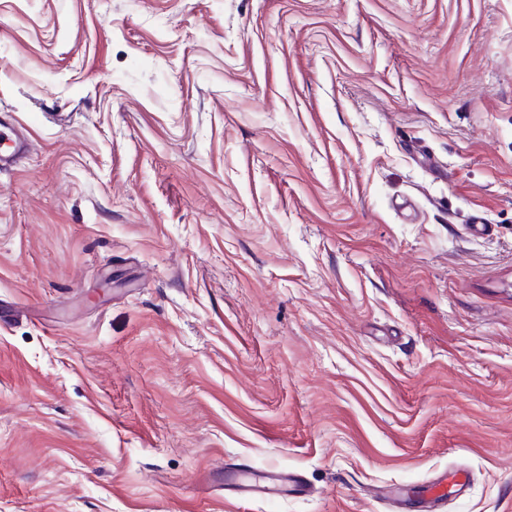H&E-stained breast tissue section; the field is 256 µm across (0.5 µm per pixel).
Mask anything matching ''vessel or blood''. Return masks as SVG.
Returning <instances> with one entry per match:
<instances>
[{
  "instance_id": "1",
  "label": "vessel or blood",
  "mask_w": 512,
  "mask_h": 512,
  "mask_svg": "<svg viewBox=\"0 0 512 512\" xmlns=\"http://www.w3.org/2000/svg\"><path fill=\"white\" fill-rule=\"evenodd\" d=\"M29 143L24 137L0 133V165L12 164L25 156ZM461 473L440 475L409 489L392 493L394 512H435L449 490H461ZM224 488L244 498L278 499L309 495L310 489L300 474L283 471L250 470L241 465L224 468Z\"/></svg>"
}]
</instances>
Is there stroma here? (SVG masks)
Masks as SVG:
<instances>
[{"label":"stroma","mask_w":512,"mask_h":512,"mask_svg":"<svg viewBox=\"0 0 512 512\" xmlns=\"http://www.w3.org/2000/svg\"><path fill=\"white\" fill-rule=\"evenodd\" d=\"M0 113V512H512V0H0ZM28 140L22 136L12 138L0 132V165H10L28 153ZM224 491L243 498L278 499L302 497L311 490L298 473L250 470L242 465L224 466ZM393 512H435L448 496V472L401 492L388 491Z\"/></svg>","instance_id":"obj_1"}]
</instances>
